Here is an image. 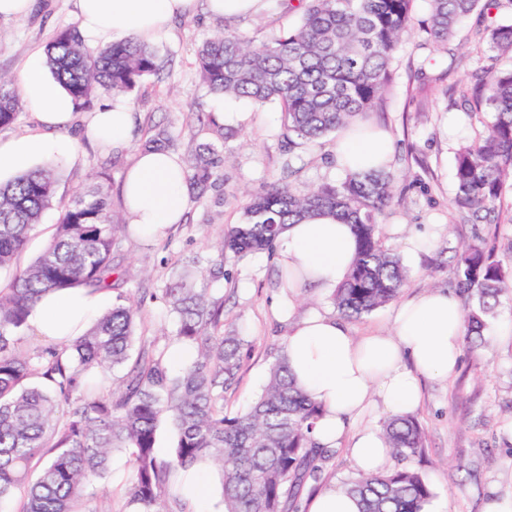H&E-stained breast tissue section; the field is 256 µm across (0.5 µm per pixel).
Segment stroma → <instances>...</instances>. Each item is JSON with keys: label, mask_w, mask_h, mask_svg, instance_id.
Masks as SVG:
<instances>
[{"label": "stroma", "mask_w": 512, "mask_h": 512, "mask_svg": "<svg viewBox=\"0 0 512 512\" xmlns=\"http://www.w3.org/2000/svg\"><path fill=\"white\" fill-rule=\"evenodd\" d=\"M300 12L287 11L281 0H265L259 14L238 23V31L263 40L295 28ZM72 0H34L28 16L0 19V72L18 75L27 53L46 45L57 31L74 23ZM474 19H466L447 48L422 50L406 41L392 65L393 81L382 105L368 119L387 129L391 139V169L395 174L396 203L378 227L383 243L397 251L408 270L409 283L400 293L407 300L422 292L456 290V255L463 242L479 235L494 245L499 259L512 266V220L472 224L450 206L454 190L455 156L459 145L482 132L478 119L465 118L457 97L448 88L468 80L472 71L498 64L512 66V58L491 60L477 52L471 36ZM224 22L198 8L189 18L173 20L166 35L153 41L159 57L169 65L160 78H148L127 99L137 126L123 151L115 152L80 138V124L67 130L76 139L74 153L41 159L52 168L57 193L72 198L97 181L98 172L110 176L112 211L123 217L120 185L138 144L150 125L172 132V153L187 159L195 139V112H230L235 138L224 145V184L203 197L189 195L181 224L160 238L126 234L120 270L131 285L151 294L142 308L138 335L153 338L175 323L159 298L173 271L193 258L210 255L227 225L240 218L245 191L256 190L282 172L287 158L281 147L279 103L257 107L249 101L211 94L201 83L196 51L202 40L223 31ZM421 64L426 78L409 87L408 62ZM336 135L299 148L295 179L298 189L323 181L341 182L345 172L336 163ZM430 233L433 244L408 251L406 239ZM225 278L210 281L214 297L224 302L225 330H238L251 348L239 383L226 402L228 411L245 410L260 392L275 354L286 344L291 319L314 312L330 313L331 296L309 293L289 303L281 282L277 256L255 253L227 256ZM423 401L415 416L424 430L421 469L442 512H484L490 496H512V338L486 336L483 344H464L457 374L447 381L423 379ZM111 474L94 486L88 512L121 508L120 490L131 478L125 453L114 452Z\"/></svg>", "instance_id": "obj_1"}]
</instances>
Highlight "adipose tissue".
<instances>
[{
    "label": "adipose tissue",
    "instance_id": "adipose-tissue-1",
    "mask_svg": "<svg viewBox=\"0 0 512 512\" xmlns=\"http://www.w3.org/2000/svg\"><path fill=\"white\" fill-rule=\"evenodd\" d=\"M74 16L88 49L135 37L152 41L165 34L172 18L190 17L197 0H72ZM17 92L35 119L36 131L0 141V174L34 161L71 152L63 133L75 118L76 105L46 65L43 49L23 62ZM137 124L135 112L115 99L96 108L85 132L96 143L122 150ZM340 158L358 169L373 168L389 159V135L372 126L365 137L342 135ZM128 224L155 237L180 223L187 210L186 175L178 159L166 151H142L130 163L122 185ZM350 225L332 216H315L289 225L279 247V264L291 274L289 295L312 288L334 292L355 257ZM108 299L107 293L81 288L44 296L31 311L28 324L50 341L86 331ZM466 333L457 296L436 290L401 303L389 335L353 338L341 319L315 313L290 326L286 342L288 366L297 384L324 409L314 437L329 448L349 439L358 472H382L390 449L373 429H354V421L374 403L394 414H409L422 403L420 379L439 380L457 370Z\"/></svg>",
    "mask_w": 512,
    "mask_h": 512
}]
</instances>
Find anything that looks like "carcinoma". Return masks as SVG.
Masks as SVG:
<instances>
[{
	"instance_id": "carcinoma-1",
	"label": "carcinoma",
	"mask_w": 512,
	"mask_h": 512,
	"mask_svg": "<svg viewBox=\"0 0 512 512\" xmlns=\"http://www.w3.org/2000/svg\"><path fill=\"white\" fill-rule=\"evenodd\" d=\"M415 0H298L300 24L260 44L242 36L234 19L197 50V70L209 92L253 104L278 102L288 149V177L298 173L294 151L374 111L388 93L392 63L414 32L420 49L448 45L457 26L473 14L488 23L474 33L512 57V0H428V15L415 20ZM51 73L77 108L91 109L96 94L125 97L162 69L146 43L130 37L88 50L77 24L47 43ZM468 115L488 118L486 130L460 147L455 158L453 209L473 223L497 221L512 186V68L474 71L452 89ZM21 100L12 81L0 76V128L18 119ZM186 168L198 196L224 185V155L217 144L236 132L211 118L202 126ZM168 127L153 125L142 148L164 149ZM393 175L382 168L346 171L339 184L321 182L305 190L276 178L241 202L238 223L224 231L202 265L196 259L162 289L161 300L176 323L160 347L143 341L132 352L145 295L115 288V258L122 225L109 202L108 176L71 200L56 197L50 169L23 171L0 185V270L13 266L39 226L42 213L59 212L42 253L0 286V506L19 499L13 512H80L88 490L107 477L112 452L122 449L133 477L124 489L123 512H190L185 498L171 494L182 470L212 465L220 476L224 512H299L301 487L317 479L319 462L331 449L312 430L321 405L298 387L288 360L278 353L261 393L244 411L224 410L225 395L239 382L249 341L224 331V302L210 294L207 278L224 276V256L275 252L290 224L331 215L351 225L356 259L333 294L338 314L359 320L395 300L408 284L403 259L385 248L378 224L394 203ZM116 289L112 309L83 335L58 345L22 346L32 306L46 292ZM468 335L484 340L487 319L512 296V267L496 258L480 236L465 244L457 265ZM174 344L195 348L192 362L175 374L168 362ZM124 369L119 385L104 390L106 372ZM167 416L175 434L171 453L156 451V428ZM396 466L357 474L344 482L360 512H426L432 489L418 468L423 442L419 422L393 415L382 427Z\"/></svg>"
}]
</instances>
